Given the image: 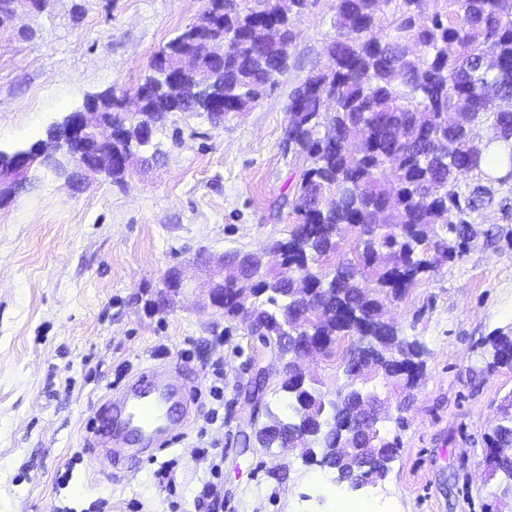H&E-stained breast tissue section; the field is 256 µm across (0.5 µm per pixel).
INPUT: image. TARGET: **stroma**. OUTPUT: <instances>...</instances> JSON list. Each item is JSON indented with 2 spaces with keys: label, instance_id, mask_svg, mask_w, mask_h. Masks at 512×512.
I'll return each instance as SVG.
<instances>
[{
  "label": "stroma",
  "instance_id": "stroma-1",
  "mask_svg": "<svg viewBox=\"0 0 512 512\" xmlns=\"http://www.w3.org/2000/svg\"><path fill=\"white\" fill-rule=\"evenodd\" d=\"M333 0H311L295 23L290 68L251 109L220 126L175 114L157 133L162 161L111 181L40 169L0 209V512H336L377 494L373 512H489L484 434L512 393V368H486L483 343L512 328V240L478 242L422 276L386 309L425 348V375L403 398L383 378L369 389L402 406L383 427L402 447L382 480L353 489L298 453H239L234 385L251 355L242 328L196 302L199 249L259 251L287 237L296 216L280 201L298 170L282 148L288 94L316 63ZM204 0H52L28 40L0 38V149L45 138L89 96L134 92L157 52L196 20ZM469 215L512 229V182ZM188 288L154 309L166 271ZM166 361L191 388L193 415L155 455L111 468L89 444L107 399L143 368ZM327 396L345 387L341 356L303 360ZM222 372L224 393L210 386ZM221 456L213 471L206 447ZM172 467L175 492L155 477Z\"/></svg>",
  "mask_w": 512,
  "mask_h": 512
}]
</instances>
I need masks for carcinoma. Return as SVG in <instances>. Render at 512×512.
<instances>
[{"label":"carcinoma","mask_w":512,"mask_h":512,"mask_svg":"<svg viewBox=\"0 0 512 512\" xmlns=\"http://www.w3.org/2000/svg\"><path fill=\"white\" fill-rule=\"evenodd\" d=\"M216 13L199 38L224 43V70L214 88L224 113L247 112L288 68L296 34L293 20L271 0L241 5L205 0ZM333 35L325 46L330 67L313 66L293 88L283 146L300 169L293 198L281 205L297 215L276 270L261 256L242 255L224 277L225 331L247 324L250 335L293 359L303 351L330 355L353 336L361 356L344 364L350 384L327 397L313 380L283 378L287 412L263 405L266 421L256 443L281 448L301 438L300 456L336 471L353 486L383 479L401 448L374 423L377 393L359 386L371 373L409 394L424 375V347L382 320L386 303L402 299L434 264L464 253L482 236L468 220L481 188L464 195L460 181L476 175L504 184L512 179V0H335ZM195 24L178 32L155 57L143 83L153 96L127 117L105 94L87 100L112 117V152L150 166L164 156L143 138L176 112H205V96L190 80L212 66L193 39ZM180 70L168 82L162 63ZM491 131L483 140L474 128ZM508 148V169L492 176L482 162L487 146ZM355 235L353 257H338L341 234ZM487 367L512 366V333L487 338ZM497 448L488 474L495 499L512 507V397L485 437Z\"/></svg>","instance_id":"obj_1"}]
</instances>
